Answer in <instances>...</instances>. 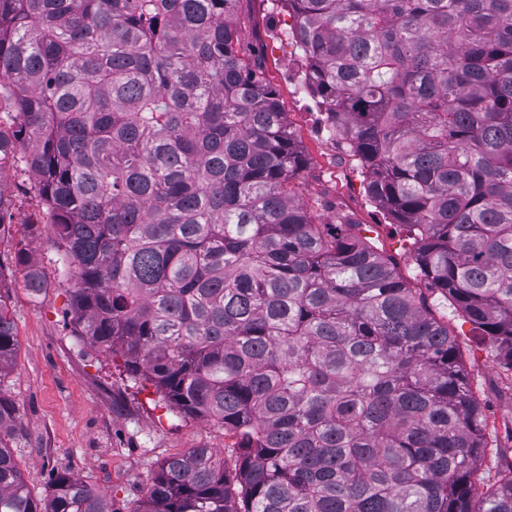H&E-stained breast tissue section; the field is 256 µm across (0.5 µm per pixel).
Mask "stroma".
<instances>
[{"label": "stroma", "mask_w": 512, "mask_h": 512, "mask_svg": "<svg viewBox=\"0 0 512 512\" xmlns=\"http://www.w3.org/2000/svg\"><path fill=\"white\" fill-rule=\"evenodd\" d=\"M238 15L241 36L256 47L305 157L298 192L312 205L316 222L351 215L367 225L373 245L395 260L400 276L420 287L407 240L370 201L356 160L344 140L329 132L324 107L302 87L300 51L289 35L293 15L278 0H241ZM0 179L10 191L13 214L0 236V297L12 311L18 339L0 390L16 409L18 428L7 444L32 494L47 496L55 470L66 469L112 499L117 512H140L159 464L172 454L211 448L233 467L236 440L223 426L178 413L154 387L128 378L121 358L106 357L73 335L72 283L49 216L24 172L10 167ZM21 251L27 255L23 263ZM31 264L45 281L35 297L26 288ZM448 325L484 407L487 432L500 446L499 456L481 463V472L491 476L512 462V372L470 322L452 312Z\"/></svg>", "instance_id": "35a3bbf8"}]
</instances>
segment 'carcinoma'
<instances>
[{
    "mask_svg": "<svg viewBox=\"0 0 512 512\" xmlns=\"http://www.w3.org/2000/svg\"><path fill=\"white\" fill-rule=\"evenodd\" d=\"M240 0H0V171L33 181L73 334L238 440L166 458L143 512H512L450 304L512 370V0H282L303 86L411 244L412 288L349 215L316 224ZM0 179V234L13 219ZM16 331L0 299V377ZM0 512L35 499L1 438Z\"/></svg>",
    "mask_w": 512,
    "mask_h": 512,
    "instance_id": "1",
    "label": "carcinoma"
}]
</instances>
